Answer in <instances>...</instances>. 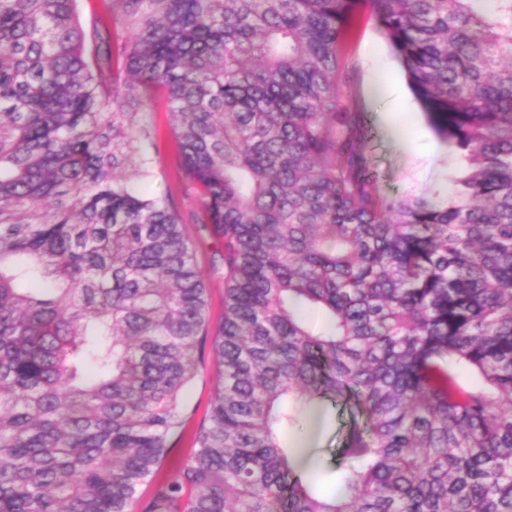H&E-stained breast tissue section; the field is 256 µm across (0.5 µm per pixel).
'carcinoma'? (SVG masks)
Here are the masks:
<instances>
[{
    "instance_id": "1",
    "label": "carcinoma",
    "mask_w": 512,
    "mask_h": 512,
    "mask_svg": "<svg viewBox=\"0 0 512 512\" xmlns=\"http://www.w3.org/2000/svg\"><path fill=\"white\" fill-rule=\"evenodd\" d=\"M101 2L0 0V512H512V0H368L465 161L445 201L373 190L358 0ZM158 102L188 212L141 191ZM350 401L330 500L280 433ZM198 265L203 272L209 274L214 260H217L219 254L224 250L222 241L216 237L204 236L196 239L193 245ZM207 288L210 332L213 334L224 316V277L209 276ZM213 375L214 366L212 357L207 350L203 365L200 367L198 375L187 390L190 416L186 423L185 432L176 442L172 451L164 461L161 475L167 474L190 454L194 433L206 418L212 392Z\"/></svg>"
}]
</instances>
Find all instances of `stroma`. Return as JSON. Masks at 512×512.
Returning <instances> with one entry per match:
<instances>
[{
	"instance_id": "stroma-1",
	"label": "stroma",
	"mask_w": 512,
	"mask_h": 512,
	"mask_svg": "<svg viewBox=\"0 0 512 512\" xmlns=\"http://www.w3.org/2000/svg\"><path fill=\"white\" fill-rule=\"evenodd\" d=\"M356 15L357 27L345 47L342 63L350 74L349 91L371 129L367 161L376 175L377 192L384 197L451 196L453 181L464 167V160L450 147L441 153L435 151L440 138L414 98L403 66L366 0H359ZM150 119L156 130L159 155L155 177L143 186L149 195L179 187L172 120L165 112L152 113ZM194 249L199 267L209 274L208 312L210 326L215 329L224 316V279L210 275L209 270L223 244L219 238L205 236L195 240ZM213 375L212 360H204L187 390L190 416L185 431L164 461V471H171L190 454L193 436L208 411ZM320 410L318 422L308 423L302 433H283L282 441L289 447L311 441L315 465L309 476L321 496L331 497L339 488L336 450L345 434V417L328 402L321 403Z\"/></svg>"
}]
</instances>
